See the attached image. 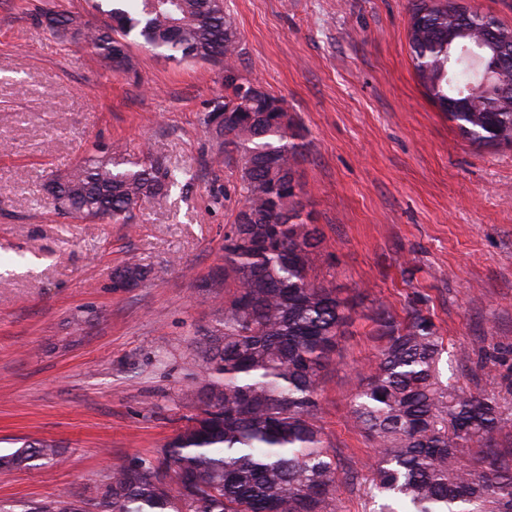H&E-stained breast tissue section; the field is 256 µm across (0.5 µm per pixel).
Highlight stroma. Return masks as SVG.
Segmentation results:
<instances>
[{"label": "stroma", "instance_id": "35a3bbf8", "mask_svg": "<svg viewBox=\"0 0 512 512\" xmlns=\"http://www.w3.org/2000/svg\"><path fill=\"white\" fill-rule=\"evenodd\" d=\"M412 4L224 0L240 75L285 100L298 134V200L322 238L312 274L352 307L320 383L343 512L373 508L375 449L348 411L377 360V309L416 303L444 338L442 377L512 399V145L465 139L418 82ZM108 8L0 0V454L61 448L54 462L0 470V502L15 512L156 461L184 426L242 202L234 160L202 124L227 93L222 64L133 42L130 71L115 73L74 32L35 19L54 9L102 26ZM146 145L190 181L125 224L57 209L52 179ZM131 259L145 279L113 287Z\"/></svg>", "mask_w": 512, "mask_h": 512}]
</instances>
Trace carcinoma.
<instances>
[{
  "mask_svg": "<svg viewBox=\"0 0 512 512\" xmlns=\"http://www.w3.org/2000/svg\"><path fill=\"white\" fill-rule=\"evenodd\" d=\"M112 23L77 30L81 42L113 72L130 67L127 39L168 59L224 64L232 96L205 115V131L238 155L246 204L224 233L220 328L201 342L197 412L164 448L156 464L120 465L109 481L75 501L49 502L34 512H342L336 465L319 424V378L351 319L336 290L309 275L319 232L294 203L298 145L284 102L234 76L239 34L224 0H138L135 14L115 7ZM408 42L422 85L443 106L471 82L453 69L458 50L480 34L485 65L512 82V29L455 0L414 8ZM47 26L73 25L62 11ZM487 112H451L461 134L478 144L512 143V98ZM184 173L143 154L137 160L91 156L53 181L58 207L77 219L131 218L134 207L178 186ZM115 277H145L127 262ZM379 361L359 386L350 419L377 450L371 481L377 512H512V449L497 437L512 430V407L495 394L475 395L440 380L443 349L433 319L417 305L398 318L376 313ZM58 455L55 444L33 441L0 455V470H21ZM173 471L172 493L164 473Z\"/></svg>",
  "mask_w": 512,
  "mask_h": 512,
  "instance_id": "cac0c4a2",
  "label": "carcinoma"
}]
</instances>
